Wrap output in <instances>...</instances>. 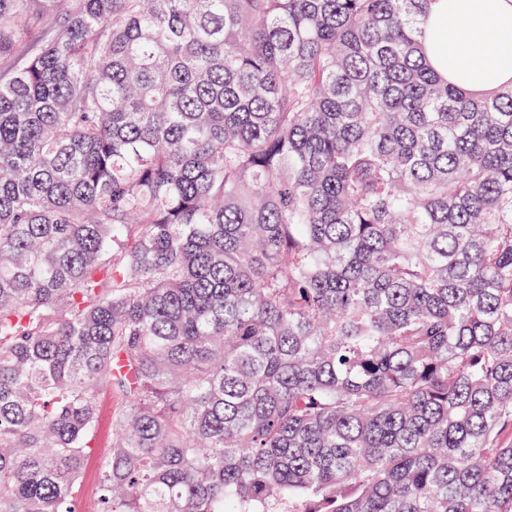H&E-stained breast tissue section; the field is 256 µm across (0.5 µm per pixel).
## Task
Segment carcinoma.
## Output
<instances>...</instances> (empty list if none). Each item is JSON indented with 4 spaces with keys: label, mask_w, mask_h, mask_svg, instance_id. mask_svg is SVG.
Listing matches in <instances>:
<instances>
[{
    "label": "carcinoma",
    "mask_w": 512,
    "mask_h": 512,
    "mask_svg": "<svg viewBox=\"0 0 512 512\" xmlns=\"http://www.w3.org/2000/svg\"><path fill=\"white\" fill-rule=\"evenodd\" d=\"M433 0H0V512H512V84ZM426 46L449 82L485 91L512 81V0H435ZM475 35L483 37L474 53ZM99 464V452L94 453L88 460L82 479V512H95V479Z\"/></svg>",
    "instance_id": "1"
}]
</instances>
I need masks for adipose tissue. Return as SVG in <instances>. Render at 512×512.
Masks as SVG:
<instances>
[{
	"label": "adipose tissue",
	"mask_w": 512,
	"mask_h": 512,
	"mask_svg": "<svg viewBox=\"0 0 512 512\" xmlns=\"http://www.w3.org/2000/svg\"><path fill=\"white\" fill-rule=\"evenodd\" d=\"M425 29L449 82L485 91L512 81V0H434Z\"/></svg>",
	"instance_id": "ef3b65f1"
}]
</instances>
